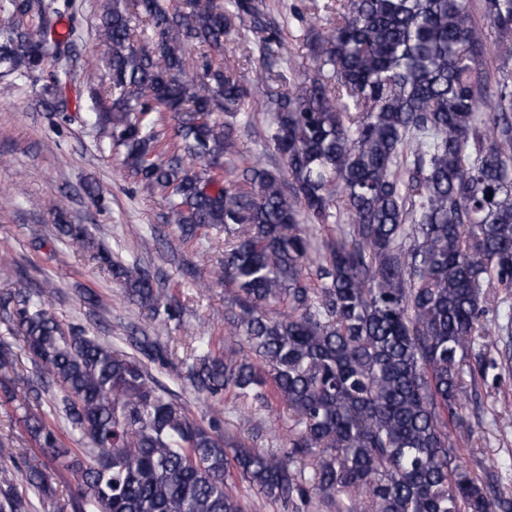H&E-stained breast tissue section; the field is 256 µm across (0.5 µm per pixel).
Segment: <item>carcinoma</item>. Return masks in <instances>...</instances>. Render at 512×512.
Segmentation results:
<instances>
[{
    "instance_id": "carcinoma-1",
    "label": "carcinoma",
    "mask_w": 512,
    "mask_h": 512,
    "mask_svg": "<svg viewBox=\"0 0 512 512\" xmlns=\"http://www.w3.org/2000/svg\"><path fill=\"white\" fill-rule=\"evenodd\" d=\"M0 68L25 73L58 11L9 0ZM306 46L315 75L270 91L268 139L282 160L237 169L252 92L224 42L247 20L266 60L278 34L263 0H107L104 54L83 82L94 125L126 175L166 201L164 221L194 239L224 231L213 282L230 290L224 341L196 337L197 398L288 410L282 447L253 448L224 420H195L150 372L169 364L161 336L188 332L173 287L91 251L84 224H59L68 248L108 267L149 329L131 352L65 323L52 288L0 293L31 369L0 350V402L48 463L16 465L0 441V512H30L51 473L72 474L71 512H247L245 482L284 512H512V460L478 474L450 429L465 423L475 349L512 324V0H332ZM36 15L38 32L23 25ZM205 49L203 72L189 52ZM172 133L159 127L166 117ZM345 218L315 250L314 231ZM25 386L24 395L15 391ZM79 432V447L60 424Z\"/></svg>"
}]
</instances>
